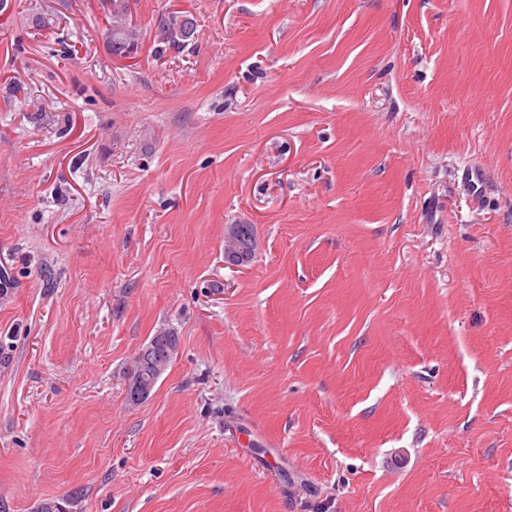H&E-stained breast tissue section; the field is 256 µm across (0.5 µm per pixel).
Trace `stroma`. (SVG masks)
Wrapping results in <instances>:
<instances>
[{
	"instance_id": "35a3bbf8",
	"label": "stroma",
	"mask_w": 512,
	"mask_h": 512,
	"mask_svg": "<svg viewBox=\"0 0 512 512\" xmlns=\"http://www.w3.org/2000/svg\"><path fill=\"white\" fill-rule=\"evenodd\" d=\"M130 3L0 0V512H512V0ZM108 13L110 18V25L109 28H107V36L109 39L108 47L113 56L121 57L129 41L113 38L112 28L118 25H124L131 33L130 39L136 40L138 43H140V32L136 26L131 24L129 0H108ZM159 17L157 18V20L160 19L159 24L163 22L170 31V35L164 40L158 39L156 52L159 55H163L167 51L180 52L195 39L196 26L193 18L181 21L182 17H188V15L180 14V12H169ZM139 371L140 368L138 369V372ZM137 374L134 379L127 384V396L131 405H138L149 399L154 389L156 379L162 374V364L156 366L155 377L148 383L141 382Z\"/></svg>"
}]
</instances>
